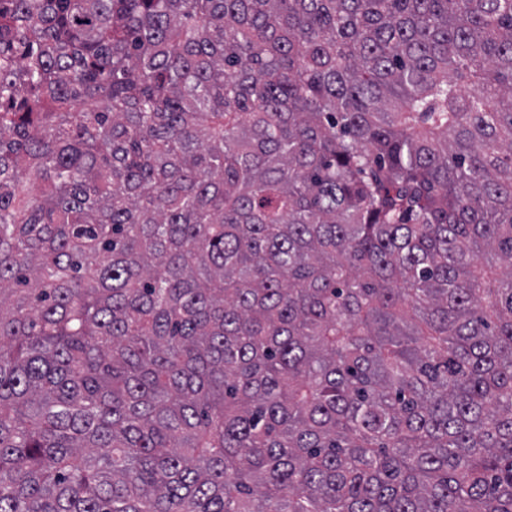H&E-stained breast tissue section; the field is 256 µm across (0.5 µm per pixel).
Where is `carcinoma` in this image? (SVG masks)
<instances>
[{
	"instance_id": "obj_1",
	"label": "carcinoma",
	"mask_w": 512,
	"mask_h": 512,
	"mask_svg": "<svg viewBox=\"0 0 512 512\" xmlns=\"http://www.w3.org/2000/svg\"><path fill=\"white\" fill-rule=\"evenodd\" d=\"M0 512H512V0H0Z\"/></svg>"
}]
</instances>
